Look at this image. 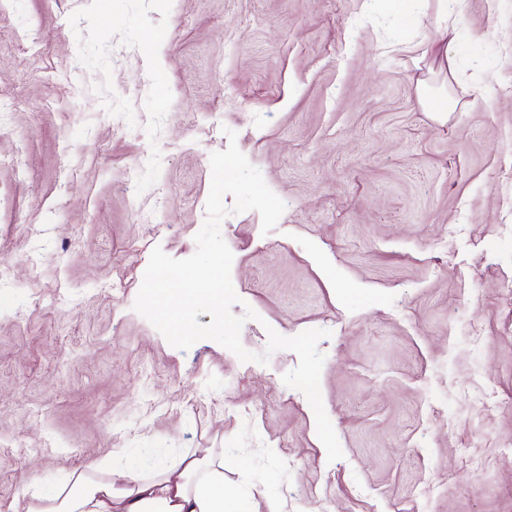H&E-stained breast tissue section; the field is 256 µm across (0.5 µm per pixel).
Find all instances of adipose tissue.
<instances>
[{
    "mask_svg": "<svg viewBox=\"0 0 512 512\" xmlns=\"http://www.w3.org/2000/svg\"><path fill=\"white\" fill-rule=\"evenodd\" d=\"M224 484V453L188 451L146 468L140 458L106 457L73 470L60 485L25 490L16 512H242Z\"/></svg>",
    "mask_w": 512,
    "mask_h": 512,
    "instance_id": "adipose-tissue-1",
    "label": "adipose tissue"
}]
</instances>
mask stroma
Segmentation results:
<instances>
[{"label": "stroma", "mask_w": 512, "mask_h": 512, "mask_svg": "<svg viewBox=\"0 0 512 512\" xmlns=\"http://www.w3.org/2000/svg\"><path fill=\"white\" fill-rule=\"evenodd\" d=\"M440 16L0 0V512L120 449L203 448L254 512H512V0H464L452 70ZM229 129L286 205L222 223L241 342L328 330L334 462L294 352L181 350L133 308L154 247L194 254Z\"/></svg>", "instance_id": "obj_1"}]
</instances>
